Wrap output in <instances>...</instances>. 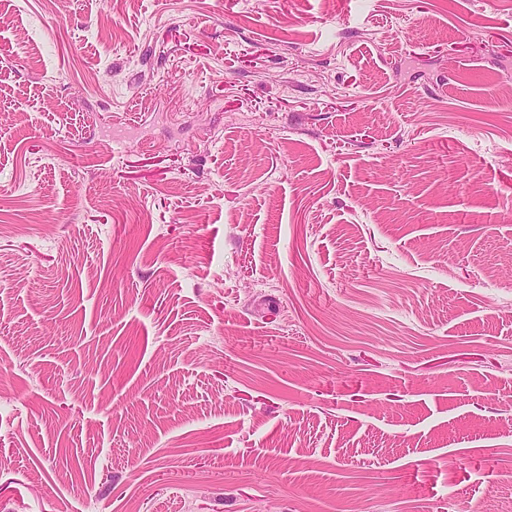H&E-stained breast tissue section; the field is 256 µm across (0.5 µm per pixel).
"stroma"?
Listing matches in <instances>:
<instances>
[{
  "label": "stroma",
  "instance_id": "35a3bbf8",
  "mask_svg": "<svg viewBox=\"0 0 512 512\" xmlns=\"http://www.w3.org/2000/svg\"><path fill=\"white\" fill-rule=\"evenodd\" d=\"M512 512V0H0V512Z\"/></svg>",
  "mask_w": 512,
  "mask_h": 512
}]
</instances>
